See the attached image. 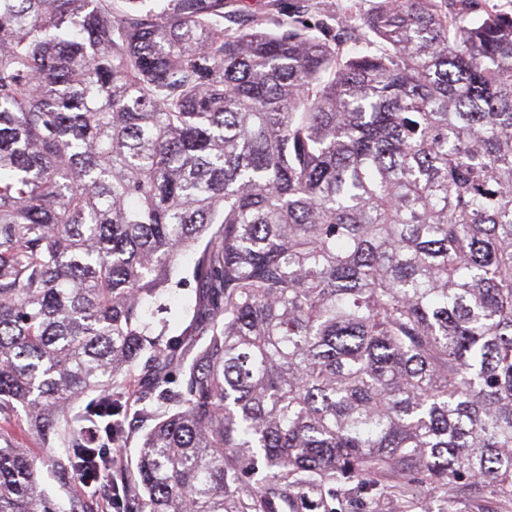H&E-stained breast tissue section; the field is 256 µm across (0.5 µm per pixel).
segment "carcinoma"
<instances>
[{"instance_id":"cac0c4a2","label":"carcinoma","mask_w":512,"mask_h":512,"mask_svg":"<svg viewBox=\"0 0 512 512\" xmlns=\"http://www.w3.org/2000/svg\"><path fill=\"white\" fill-rule=\"evenodd\" d=\"M358 28L0 0V512H512V12ZM183 265L184 267L181 269L178 278H185L183 279L184 285L182 288L176 289L168 298L171 311L168 313H159L155 315L156 322L162 318L164 320H168L169 329L167 332V337L180 334L189 321V313L191 308L188 309V311H184L181 306L190 303L192 307L195 303V293L197 286L191 274V268L193 265L191 259L186 260ZM137 423L134 424L132 432L128 440L123 444V448H115V446H109L110 454L113 456H120L121 459L126 463L135 464L138 455V446L141 436L146 432L149 427L154 423L150 415L144 418L138 419ZM75 478L78 483L82 484L86 488H91L93 486V482H86L80 472L76 473ZM75 478L72 477L69 480H64L60 477H57L49 469H43V486L55 507L59 508L57 511H62L63 509L67 508V502L70 493L78 488Z\"/></svg>"}]
</instances>
